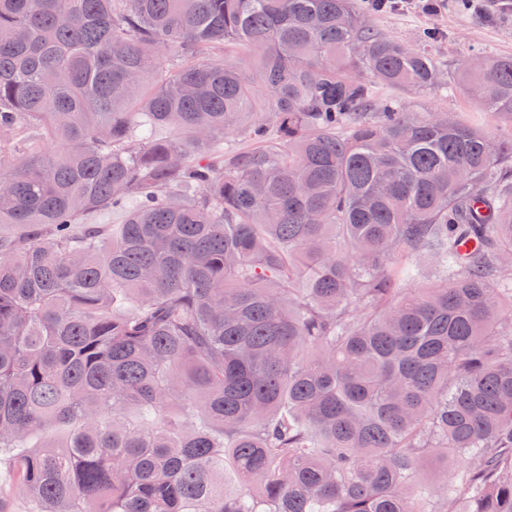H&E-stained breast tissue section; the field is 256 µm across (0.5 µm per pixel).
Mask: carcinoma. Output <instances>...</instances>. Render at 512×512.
<instances>
[{"label":"carcinoma","mask_w":512,"mask_h":512,"mask_svg":"<svg viewBox=\"0 0 512 512\" xmlns=\"http://www.w3.org/2000/svg\"><path fill=\"white\" fill-rule=\"evenodd\" d=\"M429 43L0 0V512H512V132L377 98ZM460 78L512 125V56Z\"/></svg>","instance_id":"1"}]
</instances>
